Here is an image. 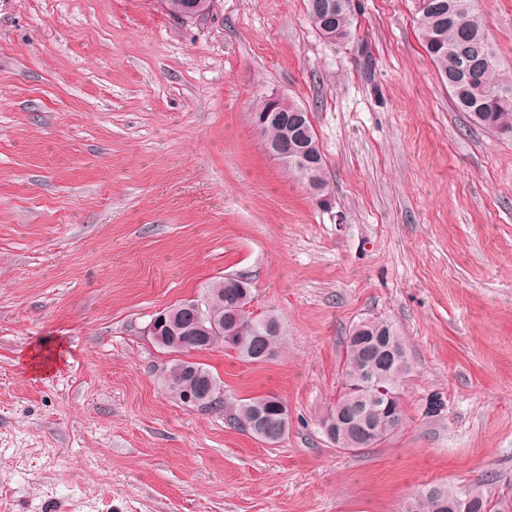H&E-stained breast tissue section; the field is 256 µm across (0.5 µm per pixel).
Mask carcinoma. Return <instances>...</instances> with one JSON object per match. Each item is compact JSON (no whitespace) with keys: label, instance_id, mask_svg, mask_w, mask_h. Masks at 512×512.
<instances>
[{"label":"carcinoma","instance_id":"obj_1","mask_svg":"<svg viewBox=\"0 0 512 512\" xmlns=\"http://www.w3.org/2000/svg\"><path fill=\"white\" fill-rule=\"evenodd\" d=\"M164 10L173 18L197 6L201 9L209 0H160ZM416 26L420 40L435 65L448 92L461 111L468 114L477 126L495 135L512 136V70L501 68L495 45L489 39L484 15L477 0H422ZM308 18L322 35L330 34L335 42L345 43L356 38L357 26L352 6L346 0H336V8L326 10L312 6L307 0ZM471 43L480 48L477 62L462 70L458 67L459 51ZM263 146L288 136L297 147L306 148L289 158L285 169L288 176L302 182L318 194L329 195L325 163L312 122L300 124L292 117L268 122L255 128ZM200 298L208 303L209 313L221 323V331L213 333L196 345L187 336L168 338L165 331L158 333L154 347L163 353L175 355L168 363L163 377L166 388L177 398L194 388L198 379L184 368L186 359L224 345L243 362H263L272 356L281 344L285 328L277 315L271 312L254 313L249 307L253 301L251 283L237 276H225L211 282ZM383 359L382 370L376 382L378 402L393 398L394 409L390 418L379 417L370 411L372 404L366 398V381L361 367V355L368 348ZM199 369L222 394V399L210 404L209 411L220 410L237 427L258 440L276 444L284 437L267 436V430H276L277 424L288 421L283 412L285 404L275 396L236 399L224 395V382L205 364L188 363ZM413 366L408 348L398 325L387 317L369 316L355 322L345 337L341 360L340 379L336 400L321 417L320 427L336 424L338 415L359 414L367 420L369 433L364 438L341 436L332 444L342 450L358 452L371 448L393 434L406 416L408 382ZM467 500L471 512H512V498L493 491L489 484L456 487L448 483L433 482L420 487L405 505L404 512H454L451 506Z\"/></svg>","mask_w":512,"mask_h":512}]
</instances>
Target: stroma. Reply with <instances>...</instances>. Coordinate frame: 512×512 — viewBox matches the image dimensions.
Returning <instances> with one entry per match:
<instances>
[{"label": "stroma", "instance_id": "35a3bbf8", "mask_svg": "<svg viewBox=\"0 0 512 512\" xmlns=\"http://www.w3.org/2000/svg\"><path fill=\"white\" fill-rule=\"evenodd\" d=\"M417 6L353 0L356 40L331 44L306 0L188 22L159 0H0V512H402L429 482L512 484V137L453 108ZM478 6L512 69V0ZM276 93L312 115L329 207L256 137ZM224 276L286 334L262 363L196 359L287 405L273 445L184 406L143 334ZM370 315L406 340V420L342 451L319 422ZM61 346L41 345L39 349H31L22 359L23 366L34 375H46L54 369L59 360Z\"/></svg>", "mask_w": 512, "mask_h": 512}]
</instances>
